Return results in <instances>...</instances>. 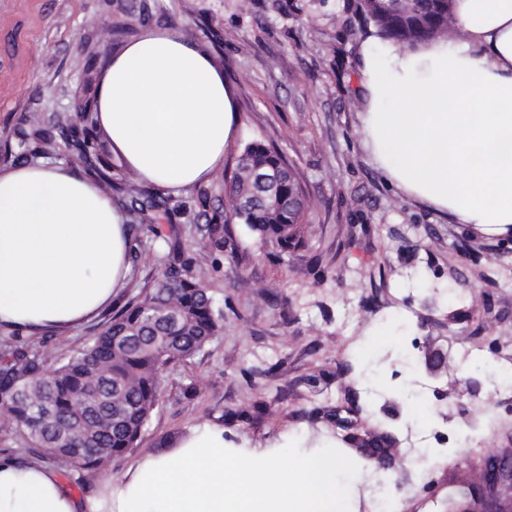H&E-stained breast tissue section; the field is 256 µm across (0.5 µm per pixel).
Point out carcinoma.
Wrapping results in <instances>:
<instances>
[{"mask_svg": "<svg viewBox=\"0 0 512 512\" xmlns=\"http://www.w3.org/2000/svg\"><path fill=\"white\" fill-rule=\"evenodd\" d=\"M452 0H347V10L373 25L385 38L414 44L448 34ZM53 137L41 121L30 120L16 138L21 156L52 154L61 142L90 172L98 170L99 149L75 131L69 116L54 122ZM275 172L267 190L256 173ZM124 192L140 209L153 207L142 180L123 176ZM229 219L244 224L264 243L282 250L298 243L306 221L292 166L261 141L245 145L227 180ZM209 249L224 248V225L204 228ZM166 270L152 287L116 309L111 321L76 355L58 361L14 330L0 342V430L18 438L39 458L53 449L66 472L100 469L139 444L155 410L166 372L192 358L223 331L210 288L181 259L176 246L162 256Z\"/></svg>", "mask_w": 512, "mask_h": 512, "instance_id": "carcinoma-1", "label": "carcinoma"}]
</instances>
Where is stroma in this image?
<instances>
[{"instance_id":"obj_1","label":"stroma","mask_w":512,"mask_h":512,"mask_svg":"<svg viewBox=\"0 0 512 512\" xmlns=\"http://www.w3.org/2000/svg\"><path fill=\"white\" fill-rule=\"evenodd\" d=\"M345 0H0V140L27 116H75L95 99L113 55L147 29L178 28L224 67L239 114L237 136L204 191L166 194L170 218L137 227L123 304L163 273L167 246L157 230L176 229L186 255L203 245L201 226L225 217L224 178L233 174L246 143L274 146L296 168L309 201L301 243L288 251L262 244L246 225L226 221L224 248L200 277L209 284L224 329L191 360L166 376L159 403L139 445L119 461L82 472L67 484L94 494L107 478L124 475L140 457L175 448L190 431L224 429L231 452L267 462L297 463L331 446L337 409L362 380L382 394L360 400L361 423L336 449L340 496H377L407 512L410 496L425 512H448L431 479L498 448H512V406L494 391L488 370L450 359L437 381L445 402L450 448L408 454L401 429L412 375L407 342L398 329L406 289L448 290L462 304L421 310L415 321L425 343L488 346L512 339V236L457 224L389 186L370 164L358 137L360 101L355 62L365 29L343 9ZM109 21L110 37L99 24ZM112 316L104 310L77 329L48 337L44 350L65 359ZM390 328L384 346L344 371L358 340L378 322ZM195 383L197 390L185 394ZM484 422L473 443L461 437L470 421ZM392 429L394 457L386 467L365 458L363 439Z\"/></svg>"}]
</instances>
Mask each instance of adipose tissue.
Returning <instances> with one entry per match:
<instances>
[{"instance_id": "obj_1", "label": "adipose tissue", "mask_w": 512, "mask_h": 512, "mask_svg": "<svg viewBox=\"0 0 512 512\" xmlns=\"http://www.w3.org/2000/svg\"><path fill=\"white\" fill-rule=\"evenodd\" d=\"M455 34L409 47L371 34L357 69L359 140L407 197L493 234L512 233V0H453ZM95 121L121 166L182 191L209 182L233 145L234 91L177 29L117 52ZM134 248L123 211L78 171L0 169V328L29 336L89 322L124 288ZM336 452L266 466L205 427L79 496L51 466L0 455V512H336Z\"/></svg>"}]
</instances>
